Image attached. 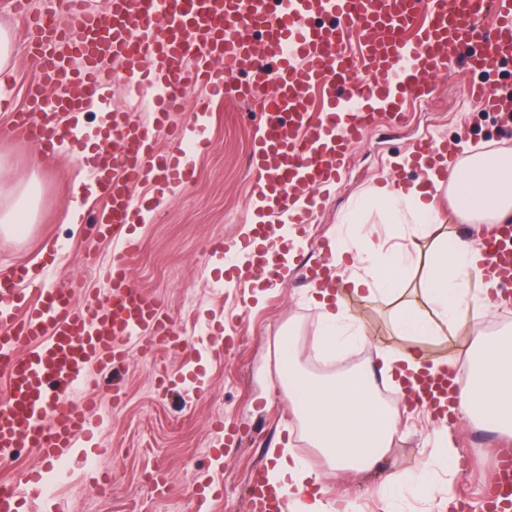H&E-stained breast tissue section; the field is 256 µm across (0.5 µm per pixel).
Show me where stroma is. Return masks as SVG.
<instances>
[{"instance_id": "stroma-1", "label": "stroma", "mask_w": 512, "mask_h": 512, "mask_svg": "<svg viewBox=\"0 0 512 512\" xmlns=\"http://www.w3.org/2000/svg\"><path fill=\"white\" fill-rule=\"evenodd\" d=\"M13 50L14 76L6 88L12 109L0 112V195L17 194L19 186L32 182L38 207L24 240L0 238V270L26 264L50 286L77 279L89 290H101L98 269L112 261L116 250L111 241L89 234L86 226L104 201L84 197L79 223H67L75 187L88 181V169L67 151L39 153L15 130V113L28 108L25 87L33 69L21 41H14ZM458 81L456 69H448L427 100L407 99L406 118L399 125L377 113L350 146L347 170L332 187L319 190L309 224L287 240V277L262 293L225 276L224 257L209 251L213 241L229 245L245 237L246 226L263 215L251 195L248 167L260 112L247 102L215 95L207 112L199 115L194 110L196 95L188 93L185 109L174 121L183 128L197 120L206 129L204 150L190 154L192 181L160 206L148 185L132 190L148 218L136 226L142 248L131 282L156 298L181 343L146 357L132 352L122 375L125 396L120 405L111 401V375H99L97 416L102 425L93 438L79 439L63 463L43 462L30 449L20 450L16 470L39 466L45 472V488L29 498L27 512H129L134 503L141 512H248L245 489L251 473L264 470L269 448L286 444L321 473L333 512H379L376 494L383 488L395 512H445L440 497H424L425 483L451 486L468 512H483L479 492L492 480L497 452L512 449V440L501 436L490 421L449 425L460 456L468 461L466 474L458 473L453 459L428 471L424 459L438 453L432 441L436 424L426 412L400 406L402 424L379 466L368 473H338L305 437L279 363L287 345L301 370L324 375L311 354L321 314L307 291L309 276L328 264L345 280L363 274L345 225L355 209L365 241L381 250L400 246L413 254L414 262L401 278L399 299L364 292L348 296L349 311L362 333L344 337L336 349L334 370L374 372L377 350L407 345L392 318L397 301L412 302L420 296L431 237L394 238L370 199L373 190L388 181L406 185L416 179V170L398 166L396 160L422 139L453 142L463 137L478 151L512 149V135L502 131L493 113L476 111L464 101ZM115 111L141 115L137 98L113 90L84 110L81 136L97 132L101 114ZM334 239L345 247L337 265L331 264L327 246ZM217 323L238 332V346L231 353L220 352L224 338L213 330ZM162 376L170 380L164 388L157 385ZM218 416L225 426L240 431L237 445L226 446L223 434L212 428ZM158 469L168 479L165 496L156 495L147 481ZM103 471L111 479L105 492L92 481ZM394 471L414 476L415 484L386 488L385 478Z\"/></svg>"}]
</instances>
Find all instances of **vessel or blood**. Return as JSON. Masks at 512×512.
Returning a JSON list of instances; mask_svg holds the SVG:
<instances>
[{"instance_id": "b4317fda", "label": "vessel or blood", "mask_w": 512, "mask_h": 512, "mask_svg": "<svg viewBox=\"0 0 512 512\" xmlns=\"http://www.w3.org/2000/svg\"><path fill=\"white\" fill-rule=\"evenodd\" d=\"M100 16L86 0H68L70 24L51 13L30 16L23 42L36 72L27 88L29 110L16 124L44 154L82 142L59 122L95 97L120 87L139 96L159 89L141 119L112 115L109 144L99 147L94 180L106 205L94 219L98 237L118 254L101 273L102 292L86 294L80 281L38 288L24 266L0 273V456L31 449L41 460L66 456L90 432L99 400L89 395L90 367L119 372L129 346L142 352L177 346L180 338L155 298L131 285L140 250L132 234L141 212L129 187L150 184L157 199L188 183L194 169L183 147L202 139L201 125L184 131L172 117L186 94L208 89L258 104L262 122L250 156L252 193L268 215L293 224L315 208L318 187L335 182L347 151L372 123L377 107L399 121L406 96L426 97L434 79L455 63L471 75L462 94L474 108L512 126V101L498 75L512 63V0H108ZM358 54L342 51L351 34ZM168 128L169 146L154 152V135ZM451 143L424 141L409 153L425 164L450 153ZM275 227L256 225L246 241L247 265L226 275L251 276L272 268ZM486 266L501 285L512 284V224L481 234ZM418 405L444 418L460 393L447 366L417 376L408 388ZM40 470L0 482V512H24L41 487ZM250 512H284L262 473L248 486ZM489 512L512 507V453L499 456L485 490Z\"/></svg>"}]
</instances>
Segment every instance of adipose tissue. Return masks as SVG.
<instances>
[{
    "mask_svg": "<svg viewBox=\"0 0 512 512\" xmlns=\"http://www.w3.org/2000/svg\"><path fill=\"white\" fill-rule=\"evenodd\" d=\"M459 147L461 158L442 160L428 178L400 188H376L394 237L411 239L436 228L439 218L431 202L443 190L463 223L477 227L512 222V149L476 152L465 141ZM36 198L31 185L19 199L0 198L1 237L17 239L28 231L37 215ZM357 258L374 272V283L383 294L393 293L411 261L406 252L381 253L364 245ZM482 263L476 235L438 230L421 285L426 306L402 307L394 326L414 345L442 335L447 327L466 330L471 346L460 366V417L490 420L512 438V333L486 330L485 317L501 292L497 280L483 276ZM312 293L324 316L313 348L335 351L340 338L351 332L353 319L336 289L316 287ZM288 374L293 411L329 467L339 472L377 467L400 421L397 408L379 399L371 379L357 372L319 379L293 367ZM267 458L272 462L267 478L281 488L293 512H332L319 487L321 476L310 465L289 450L269 449Z\"/></svg>",
    "mask_w": 512,
    "mask_h": 512,
    "instance_id": "1",
    "label": "adipose tissue"
}]
</instances>
